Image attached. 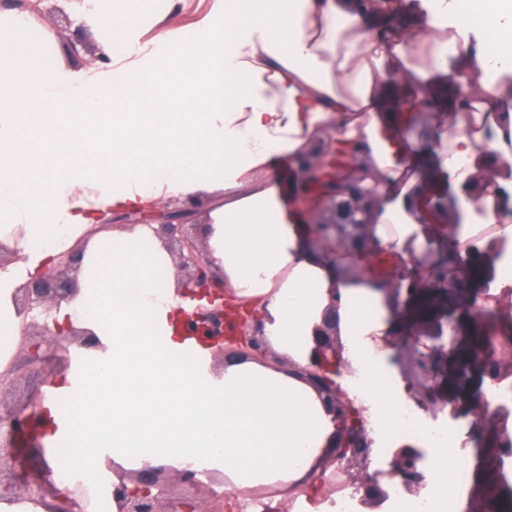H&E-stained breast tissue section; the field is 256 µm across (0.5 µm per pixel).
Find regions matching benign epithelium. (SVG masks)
Listing matches in <instances>:
<instances>
[{
  "mask_svg": "<svg viewBox=\"0 0 512 512\" xmlns=\"http://www.w3.org/2000/svg\"><path fill=\"white\" fill-rule=\"evenodd\" d=\"M399 112L408 110L427 115V126L434 130L440 119L439 99L427 90L403 92L396 104ZM363 153L361 145L350 142L336 147L332 137L318 141L312 150L298 161L297 188L303 203L313 215V244L323 251L338 247L364 250L369 245L368 229L371 210L379 195L380 182L360 169L351 174L344 167L355 165ZM194 211L189 208H171L163 202L147 210L127 212L123 220L128 224H157L168 239V252L173 258L177 277L191 292V297L206 300L186 316L184 327L192 336L214 348V361L222 362L228 356L262 359L268 355L263 325L251 315L230 314L224 310V277L216 274L206 257V248L198 239L183 232L191 224ZM422 274L406 289V298H418L435 311L414 323L410 333L402 338L391 335L384 345L399 350L404 364V375L413 396L426 407L437 411L448 406L438 401L436 388L453 364L457 370L479 373L481 380L491 381L502 376L512 366V359L499 353L498 346L509 345L512 338L493 336L479 347L471 346L465 353L467 364L458 362L460 322L456 313L467 311L472 322L482 313L475 310L472 289L463 277H448V262L422 257ZM80 261L72 253L58 257L54 267L39 279L18 289L16 304L29 320L21 329V357L17 364L0 373V497L22 492L26 498L43 502L54 501V512H75L80 496L87 492L77 487L60 489L49 479L50 468L37 465L38 477L18 484L11 462L18 452L17 442L33 436L40 427L41 413L36 405L3 407L15 388L27 378L56 368L65 360L64 353L72 346L85 350L103 349L98 336L72 326L60 328L49 323L51 309L68 299L76 291L75 279L69 272L79 269ZM323 312L321 324L314 327L313 352L317 360L310 363L306 376L320 393L323 406L338 423L336 442L321 462L320 480L327 469L338 464L351 474L352 483L363 489L361 505L376 509L389 496L383 484L370 472V457L374 440L369 436L364 419L358 415L341 386L331 377L327 368L340 357L342 345L336 335V289ZM471 415L475 427L481 428L487 419H498V412L489 409L483 396L474 397ZM493 454L484 460L488 469L501 473L500 460L512 443V430L497 425ZM419 453L414 448L399 449L391 460V469L400 477L405 491L417 492L424 476L418 465ZM118 481L110 484V495L118 512H221L223 503L213 498L206 500L202 493L223 483V477L210 473L201 479L197 473L176 471L164 465L147 464L133 472L117 474ZM512 500V484L504 479L486 486L482 497L467 506V512H485L489 496Z\"/></svg>",
  "mask_w": 512,
  "mask_h": 512,
  "instance_id": "benign-epithelium-1",
  "label": "benign epithelium"
}]
</instances>
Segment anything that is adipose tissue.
<instances>
[{
  "instance_id": "adipose-tissue-1",
  "label": "adipose tissue",
  "mask_w": 512,
  "mask_h": 512,
  "mask_svg": "<svg viewBox=\"0 0 512 512\" xmlns=\"http://www.w3.org/2000/svg\"><path fill=\"white\" fill-rule=\"evenodd\" d=\"M112 36L113 62L79 80L58 66L0 71V371L25 321L18 288L84 245L78 290L50 319L95 332L109 357L81 387L49 393L44 460L83 470L106 449L127 471L144 464L224 476V491L299 493L333 442L336 426L301 369L328 303L340 298L337 378L356 371L350 399L367 422L393 421L379 361L401 317L377 281L344 270L360 258L311 248L304 206L271 172L321 135L359 140L383 184L370 238L390 259V283H409L414 261L460 246L484 253L512 244V75L488 71V51L512 63V0H214L192 33L170 26L151 41L133 32L135 0H83ZM414 89L455 83L480 90L449 107L430 147L408 120L387 114L393 74ZM493 182L479 183L480 170ZM122 192H114V184ZM447 188L463 227L447 235L426 219ZM209 193L207 248L231 305L261 317L273 366L236 359L222 377L177 359L183 314L196 306L154 229L99 230L105 216L166 197ZM165 326L168 349L152 338Z\"/></svg>"
}]
</instances>
